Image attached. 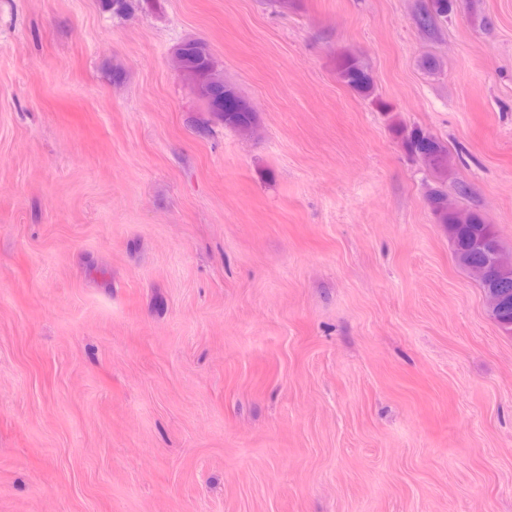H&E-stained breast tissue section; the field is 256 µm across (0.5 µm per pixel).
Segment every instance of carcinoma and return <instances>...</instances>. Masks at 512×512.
Returning a JSON list of instances; mask_svg holds the SVG:
<instances>
[{"mask_svg": "<svg viewBox=\"0 0 512 512\" xmlns=\"http://www.w3.org/2000/svg\"><path fill=\"white\" fill-rule=\"evenodd\" d=\"M133 0H99L100 7L105 12L115 15L127 13L132 8ZM185 59L196 67H209L215 64L208 46L201 42L187 48ZM338 79L357 94L370 97L374 94V78L362 59L352 52L342 53L336 63ZM224 126L234 130L258 120L255 112H242L237 109L236 100L239 95L235 87L224 86ZM392 131L400 140L405 152L423 168L437 171L438 155L448 153V148L433 134L418 128H407L400 123L392 124ZM428 205L440 224H452V235L448 236L454 247L458 264L470 269L479 261L470 251V242L478 234L493 232V226L486 223L481 213L476 210L459 209L448 211V196L440 187H433L427 194Z\"/></svg>", "mask_w": 512, "mask_h": 512, "instance_id": "cac0c4a2", "label": "carcinoma"}]
</instances>
